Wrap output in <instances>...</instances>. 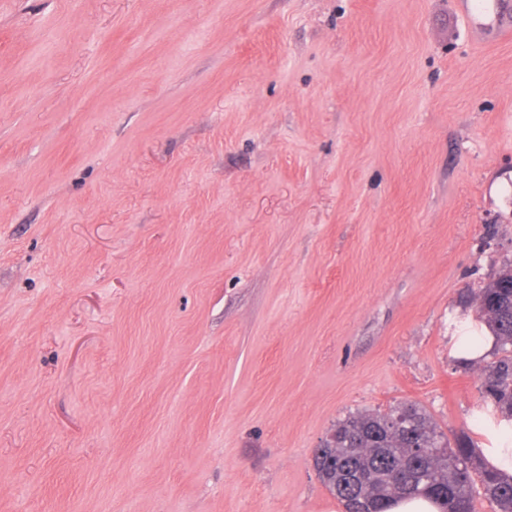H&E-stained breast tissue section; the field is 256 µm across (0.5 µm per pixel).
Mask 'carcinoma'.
<instances>
[{
    "mask_svg": "<svg viewBox=\"0 0 512 512\" xmlns=\"http://www.w3.org/2000/svg\"><path fill=\"white\" fill-rule=\"evenodd\" d=\"M512 262L478 291L484 300L481 319L496 338L494 360L483 370L479 392L496 427H512ZM335 447L314 454L315 465L326 474L324 485L344 512L370 504L385 512L395 498L425 496L448 510L459 504L478 512L477 502L492 512H512V476L505 477L485 463L474 441L464 436L455 444L438 430L416 404H402L387 412L356 413L336 422ZM412 448H423L413 454ZM367 474L364 484L349 478Z\"/></svg>",
    "mask_w": 512,
    "mask_h": 512,
    "instance_id": "cac0c4a2",
    "label": "carcinoma"
}]
</instances>
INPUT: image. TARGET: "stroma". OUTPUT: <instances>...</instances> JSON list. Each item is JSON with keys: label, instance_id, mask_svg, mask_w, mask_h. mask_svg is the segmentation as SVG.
I'll use <instances>...</instances> for the list:
<instances>
[{"label": "stroma", "instance_id": "1", "mask_svg": "<svg viewBox=\"0 0 512 512\" xmlns=\"http://www.w3.org/2000/svg\"><path fill=\"white\" fill-rule=\"evenodd\" d=\"M512 39L458 0H0V512H343L338 420L493 447Z\"/></svg>", "mask_w": 512, "mask_h": 512}]
</instances>
